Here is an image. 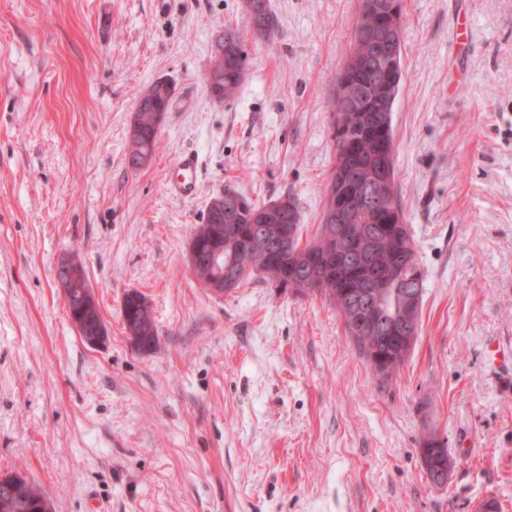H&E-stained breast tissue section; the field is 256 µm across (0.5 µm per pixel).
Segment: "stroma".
<instances>
[{
    "label": "stroma",
    "instance_id": "1",
    "mask_svg": "<svg viewBox=\"0 0 512 512\" xmlns=\"http://www.w3.org/2000/svg\"><path fill=\"white\" fill-rule=\"evenodd\" d=\"M234 98L205 75L245 0H0V476L54 512H512V0H405L392 115L404 217L426 272L418 338L379 381L320 296L254 278L217 296L185 252L210 198L292 196L321 220L330 104L359 0H267ZM173 87L151 161L128 164L139 95ZM194 199L172 195L179 155ZM78 259L108 327L72 325L54 280ZM158 343L136 348L129 292ZM454 461L431 485L427 432ZM175 165L178 175L170 179L169 191L183 199L195 197L200 170L198 155L185 152L177 158ZM126 302L123 316L126 328L145 349H153L158 342L152 308L147 299L140 293H135Z\"/></svg>",
    "mask_w": 512,
    "mask_h": 512
}]
</instances>
